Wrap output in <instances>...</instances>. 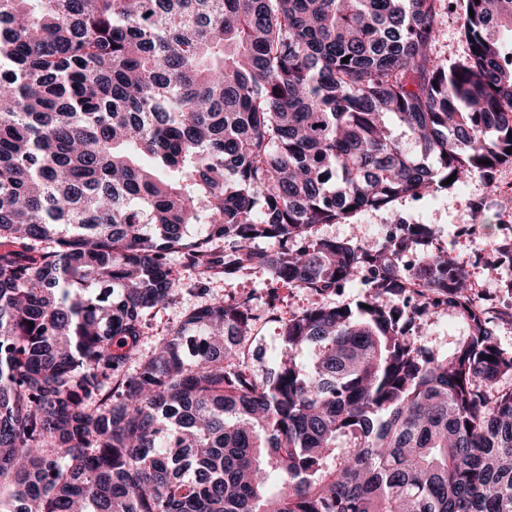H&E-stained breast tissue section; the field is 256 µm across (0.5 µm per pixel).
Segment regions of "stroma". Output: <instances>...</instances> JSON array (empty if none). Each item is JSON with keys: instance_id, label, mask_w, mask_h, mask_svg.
<instances>
[{"instance_id": "1", "label": "stroma", "mask_w": 512, "mask_h": 512, "mask_svg": "<svg viewBox=\"0 0 512 512\" xmlns=\"http://www.w3.org/2000/svg\"><path fill=\"white\" fill-rule=\"evenodd\" d=\"M401 219L432 225L437 248L448 257L467 263L469 296L479 311L494 319L500 347L512 353V270L500 266L491 255L494 241L502 239L504 230L512 231V163L500 166L491 180L476 176L435 197H407L389 209L362 212L339 224H318L313 235L352 238L372 248ZM364 292V285L357 281L320 295L283 286L255 273L211 283L207 292L202 293L195 288L193 271L185 268L174 300L167 308L148 316L142 348L151 352L169 330L178 327L207 297L228 301L249 297L253 300L251 313L257 331L252 347L260 354L254 366L262 370L273 364L281 348L279 319L318 305L352 304ZM460 332V324L445 312L421 317L410 328L411 336L443 353Z\"/></svg>"}]
</instances>
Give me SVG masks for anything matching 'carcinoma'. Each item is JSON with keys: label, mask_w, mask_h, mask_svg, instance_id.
<instances>
[{"label": "carcinoma", "mask_w": 512, "mask_h": 512, "mask_svg": "<svg viewBox=\"0 0 512 512\" xmlns=\"http://www.w3.org/2000/svg\"><path fill=\"white\" fill-rule=\"evenodd\" d=\"M506 32L512 0H0V512H512V353L468 266L428 224L309 235L512 162ZM173 254L204 292L367 293L282 321L262 374L247 301L146 355ZM440 310L446 353L408 329ZM461 20L456 11H448V14L441 19L439 33L437 36V49L439 55L452 63L466 52V45L460 34Z\"/></svg>", "instance_id": "obj_1"}]
</instances>
